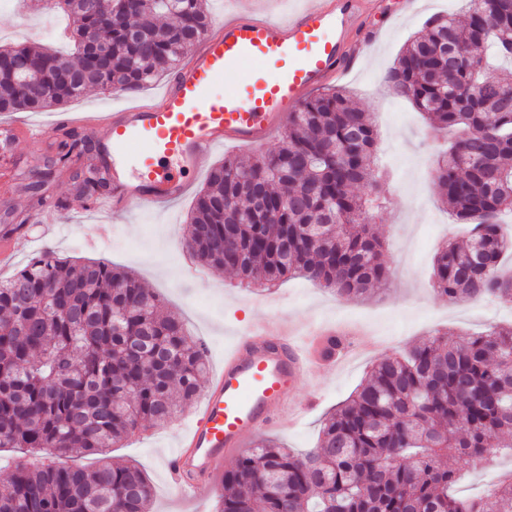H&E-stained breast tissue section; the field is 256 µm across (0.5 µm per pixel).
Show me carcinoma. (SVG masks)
<instances>
[{
    "label": "carcinoma",
    "mask_w": 512,
    "mask_h": 512,
    "mask_svg": "<svg viewBox=\"0 0 512 512\" xmlns=\"http://www.w3.org/2000/svg\"><path fill=\"white\" fill-rule=\"evenodd\" d=\"M27 2L74 18L75 52L0 45V114L60 107L92 89L137 92L213 25L207 0H113L110 25L94 0ZM464 10V25L432 17L385 81L433 131L455 136L436 157L433 181L470 231L434 257L437 292L450 302L512 305V274L501 269L512 236L499 224L512 212V70L489 61L492 52L512 58V0H464ZM96 44L107 59L89 52ZM19 61L39 82H20ZM377 141L370 113L347 93L316 94L276 148L210 170L190 213L188 251L248 283L297 276L340 299L369 295L388 278L370 224L382 204ZM90 152L63 132L29 183L31 196L46 203L45 186L66 168L83 177L82 205L96 203L110 186L85 165ZM160 304L134 274L52 249L0 280V448L22 450L0 483V512H150L146 474L112 461L109 449L191 408L207 372L203 344ZM503 450L512 452V325L459 340L437 333L377 361L325 419L317 447L258 441L224 473L219 512H512V476L464 498L454 493L456 471L443 464ZM74 453L96 456V466L66 462Z\"/></svg>",
    "instance_id": "1"
}]
</instances>
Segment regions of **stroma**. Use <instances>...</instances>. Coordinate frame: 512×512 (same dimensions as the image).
Returning <instances> with one entry per match:
<instances>
[{"mask_svg":"<svg viewBox=\"0 0 512 512\" xmlns=\"http://www.w3.org/2000/svg\"><path fill=\"white\" fill-rule=\"evenodd\" d=\"M214 18L240 10L257 9L277 19H287L300 0H208ZM460 0H362L357 19L361 40L369 51L348 62L339 87L354 93L355 104L370 112L379 130V155L391 177L382 182L383 207L374 225L385 243L390 276L373 295L341 300L331 292L302 279H288L272 291L241 284L233 273L206 269L203 278H185L182 270L191 260L183 247L192 199L164 211L142 209L129 214L103 216L82 207L68 175L52 188L62 199L54 229L32 223L37 205L26 192L0 197V213L24 219L16 233L12 262L0 266V279L22 268L33 254L46 248L60 255L104 260L132 271L143 286L157 294L162 310L174 313L205 346L209 368L224 358V349L239 330L252 322L280 316L293 319L301 330L333 327L353 332L344 345L341 361L325 364L323 376L300 378L294 390L306 412L298 428L275 431L288 447H315L326 414L346 400L363 381L371 365L385 355L403 353L434 332L453 336L480 332L494 324H512V309L488 300L451 303L437 294L431 283L432 262L445 241H462L466 225L456 223L432 187L431 171L438 143L424 120L409 103L394 97L384 76L406 42L431 16L460 12ZM69 19L61 14L32 15L0 0V44L27 39L43 48L68 47L64 31ZM55 131L37 142L20 140L10 152H0V164L10 162L26 173H36L46 155L55 150ZM377 340L378 350H365L358 335ZM186 410L172 422L148 428L113 448L112 458L137 461L153 486L151 512H190V506L172 489L167 461L177 447L182 428L193 417ZM458 492L474 496L483 492L491 475L512 470V458H492L484 466L457 458Z\"/></svg>","mask_w":512,"mask_h":512,"instance_id":"1","label":"stroma"}]
</instances>
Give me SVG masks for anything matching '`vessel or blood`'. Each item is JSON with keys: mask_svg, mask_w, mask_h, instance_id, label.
I'll return each instance as SVG.
<instances>
[{"mask_svg": "<svg viewBox=\"0 0 512 512\" xmlns=\"http://www.w3.org/2000/svg\"><path fill=\"white\" fill-rule=\"evenodd\" d=\"M358 2L311 0L285 21L254 12L226 15L157 96L115 112L73 113L69 125L90 130L112 159L105 211L184 198L187 182L163 167V159L198 172L220 146H263L307 92L335 79L344 57L356 56L346 32ZM271 61L275 69L251 87L208 95L226 72ZM336 336L333 330L301 336L292 320L278 319L252 324L234 339L167 462L181 496L205 502L224 482L225 459L262 432L299 423L304 410L290 389L299 377L321 371L314 349Z\"/></svg>", "mask_w": 512, "mask_h": 512, "instance_id": "vessel-or-blood-1", "label": "vessel or blood"}]
</instances>
